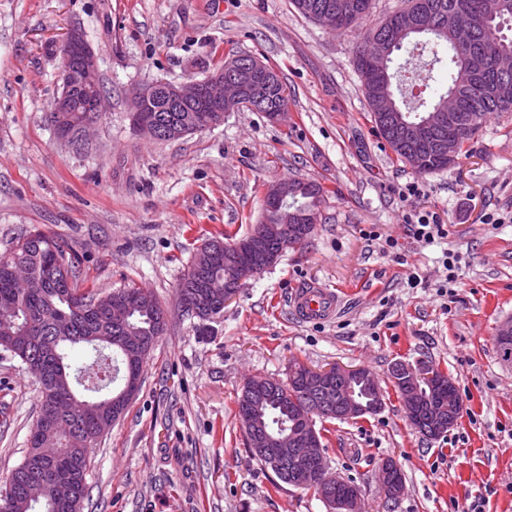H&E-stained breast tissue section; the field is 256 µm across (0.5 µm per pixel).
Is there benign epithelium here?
I'll return each instance as SVG.
<instances>
[{
  "instance_id": "benign-epithelium-1",
  "label": "benign epithelium",
  "mask_w": 512,
  "mask_h": 512,
  "mask_svg": "<svg viewBox=\"0 0 512 512\" xmlns=\"http://www.w3.org/2000/svg\"><path fill=\"white\" fill-rule=\"evenodd\" d=\"M481 14L488 21L500 18L508 9L507 0H481ZM471 23V12L467 5L460 4L448 16V26L452 31L455 42L465 47L468 44ZM427 29L426 14L401 12L398 21L390 28L386 39L378 43L372 53L366 58L367 70L371 76H376L386 60L389 43H400L422 34ZM56 54L60 58V76L62 80L60 93L49 106L52 124L58 137L69 145H79L87 142V133L98 122L103 112L104 95L101 90V76L97 57L84 31L73 26L65 38L56 46ZM488 61L482 56H471L467 67L465 84L478 86L485 93L498 92V87L491 85L486 79ZM270 71L260 62L244 65L234 79L224 81V71L203 80L189 82H170L161 80L137 88L130 98L132 120L138 130L148 133L152 138H160L161 131L156 125L151 102L158 96H163L170 112H181L179 118L167 132L166 137L173 141L189 134L210 128L224 122L227 113L236 109L241 98V91L247 86L257 85L268 79ZM462 98L453 95L449 98L448 110L434 112L420 123H400V116L393 112L394 100L385 92H380L373 100V111L377 117L400 130L402 139L424 150H434L448 165H453L458 159L459 133L448 129V138L434 139L435 131L445 122L451 121L453 113L460 110ZM86 113V117L76 123L72 116ZM285 197L283 188L278 183L270 184L263 193L264 208L278 207ZM317 221L309 216L306 230L302 233H289L284 236L282 248L296 249L308 241ZM224 264L232 271L234 281L242 286L245 282L259 274L257 267L232 261L229 255H224ZM430 364L418 362L409 364L398 363L396 373L400 383L399 397L410 424L418 419V409L428 407V427L424 429V437L438 439L444 436L448 429L458 422V416L441 402H433L429 398L419 399L414 386L424 381L436 387H448V393H453L456 383L449 377L437 380L429 372ZM338 378L344 382L355 379H365L374 393L372 410L378 411L384 403V391L379 381L367 370L359 367L346 368L329 366L321 369H309L306 383L311 387L329 384ZM367 410L348 396H343L336 407V419L350 421L362 417ZM320 412L315 410L298 411L297 422L299 433L281 439L277 448H259L258 454L273 459L281 456L280 450L289 446L296 449L295 460L302 463V479L319 488L318 496L328 505L330 512H360L359 503L361 490L341 476L331 474L330 466L323 448L319 445L318 431L315 423ZM380 488L383 499L395 502L404 493V486L398 464L391 458L384 461L379 469Z\"/></svg>"
}]
</instances>
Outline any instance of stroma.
Instances as JSON below:
<instances>
[{
	"mask_svg": "<svg viewBox=\"0 0 512 512\" xmlns=\"http://www.w3.org/2000/svg\"><path fill=\"white\" fill-rule=\"evenodd\" d=\"M403 6L375 0L369 18L333 33L291 0H0V253L42 231L72 245L83 286L131 281L173 311L139 394L88 454L81 512H328L251 460L237 416L249 377L287 380L295 361L362 367L385 391L377 414L316 422L332 471L360 487L364 512H471L478 499L484 512H512V360L495 342L512 318V112L489 114L473 151L443 171L397 161L372 130L352 55ZM73 26L98 57L107 98L79 148L46 119L59 85L53 47ZM233 52L283 76L282 121L244 109L176 141L136 129L133 89L203 79ZM294 178L326 191L308 245L248 280L219 316L176 311L196 248L221 232L246 236L264 186ZM409 182L420 193L406 200ZM413 207L439 213L447 238L416 241L403 221ZM448 250L463 257L453 283ZM311 282L341 296L318 325L289 307ZM419 360L455 380L463 405L435 440L410 425L390 376L395 363ZM38 395L21 361L0 351V480L28 451ZM388 457L404 479L392 504L378 485Z\"/></svg>",
	"mask_w": 512,
	"mask_h": 512,
	"instance_id": "obj_1",
	"label": "stroma"
}]
</instances>
